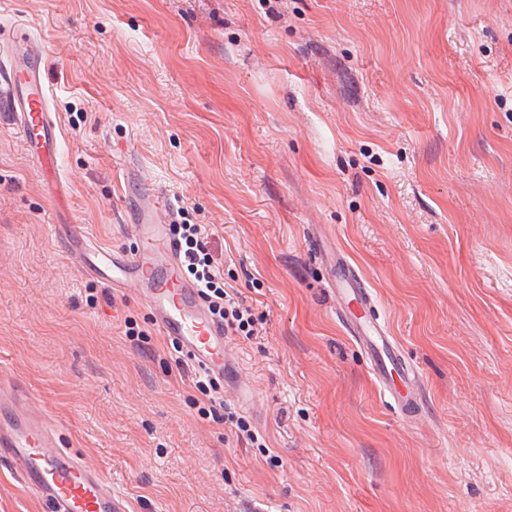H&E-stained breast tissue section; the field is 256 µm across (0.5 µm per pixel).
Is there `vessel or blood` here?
I'll return each instance as SVG.
<instances>
[{
    "instance_id": "b4317fda",
    "label": "vessel or blood",
    "mask_w": 512,
    "mask_h": 512,
    "mask_svg": "<svg viewBox=\"0 0 512 512\" xmlns=\"http://www.w3.org/2000/svg\"><path fill=\"white\" fill-rule=\"evenodd\" d=\"M44 50L23 38L7 62H0V112L6 113L21 143L51 181H60L61 131L43 79ZM156 193L128 201L126 213L141 247L127 253L102 245L59 224L55 233L76 260L82 274L107 288L131 290L144 299L162 334L205 374L226 378L232 366L223 324L211 315L198 287L179 268V247ZM332 296L336 315L369 359V370L381 395L403 416L424 407L418 373L405 358L386 325L372 316L374 297L347 263H340ZM47 507L48 512H130L126 498L111 482L71 449L62 447L53 425L38 412L27 391L0 373V462Z\"/></svg>"
}]
</instances>
